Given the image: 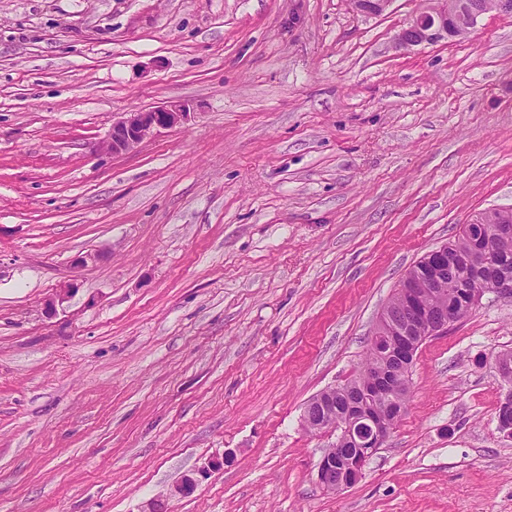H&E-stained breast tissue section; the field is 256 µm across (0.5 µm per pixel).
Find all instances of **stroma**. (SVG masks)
I'll return each mask as SVG.
<instances>
[{
  "instance_id": "1",
  "label": "stroma",
  "mask_w": 512,
  "mask_h": 512,
  "mask_svg": "<svg viewBox=\"0 0 512 512\" xmlns=\"http://www.w3.org/2000/svg\"><path fill=\"white\" fill-rule=\"evenodd\" d=\"M418 6L0 0V512H140L194 472L170 512H512V296L421 345L353 487L301 425L406 271L512 208V15L400 48ZM112 122V131L106 148L112 154L121 155L136 150L147 139L161 129H172L183 125L190 115L185 104L168 103L150 109L121 112Z\"/></svg>"
}]
</instances>
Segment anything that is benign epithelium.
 I'll return each instance as SVG.
<instances>
[{"label":"benign epithelium","instance_id":"benign-epithelium-1","mask_svg":"<svg viewBox=\"0 0 512 512\" xmlns=\"http://www.w3.org/2000/svg\"><path fill=\"white\" fill-rule=\"evenodd\" d=\"M392 0H350L354 9L367 14L379 16L389 7ZM421 7L396 35V44L401 48L435 44L444 39L456 37L457 22L463 21L473 28L489 9L483 3L463 5L462 0H420ZM190 115L186 105L168 103L150 109H138L122 112L118 120L112 122V131L106 141V148L114 155L130 153L136 150L147 139L162 129H172L183 125ZM493 236L499 244L512 245V225L495 224L486 232H480L473 238L472 251L469 258L484 255L480 247L484 236ZM452 256L448 248L440 246L426 252L421 263L431 276ZM77 291L76 285L69 283L55 291L46 302L48 312L53 313L57 307L68 302ZM397 292L401 294L412 308V321L404 328H397L390 321L388 310H383L379 322L373 332L371 344L377 346L382 354L387 355L393 349L401 352L407 366H412L416 353L424 337L414 335L422 331V322L431 316L436 319L434 330L427 331L433 336L445 333L455 323L453 315L444 310H432L426 307L423 295L410 275H405ZM374 374L372 387L366 392V402L350 403L343 411L336 412L326 409L331 403L327 395L333 392L328 389L317 395L323 413L320 421L312 423L302 418L304 428L312 433H331L335 440L325 448L317 469V481L321 487L330 492H339L354 486L364 475L365 468L383 446L393 430L390 422V409L379 390L378 383L385 376L380 365L371 367ZM349 441L355 446L353 454L347 457L336 455V446ZM197 479L185 475L167 494L159 496L144 505L141 512H167L166 501L170 497H188L194 493Z\"/></svg>","mask_w":512,"mask_h":512}]
</instances>
